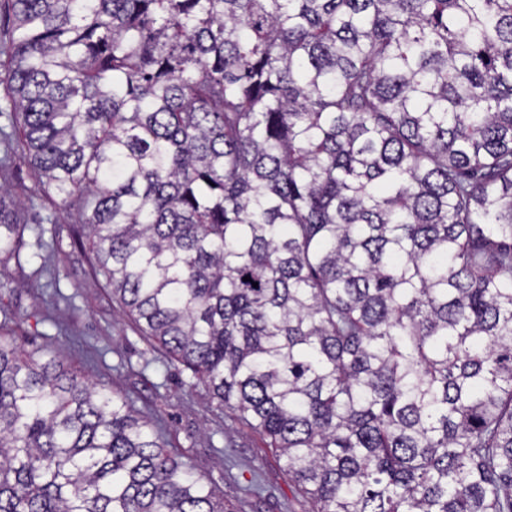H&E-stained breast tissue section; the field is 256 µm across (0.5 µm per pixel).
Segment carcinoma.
<instances>
[{"label":"carcinoma","instance_id":"1","mask_svg":"<svg viewBox=\"0 0 512 512\" xmlns=\"http://www.w3.org/2000/svg\"><path fill=\"white\" fill-rule=\"evenodd\" d=\"M0 13V168L27 161L311 512H512V0ZM21 219L0 185V288ZM0 512L229 508L126 395L1 323Z\"/></svg>","mask_w":512,"mask_h":512}]
</instances>
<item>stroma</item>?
<instances>
[{
  "label": "stroma",
  "mask_w": 512,
  "mask_h": 512,
  "mask_svg": "<svg viewBox=\"0 0 512 512\" xmlns=\"http://www.w3.org/2000/svg\"><path fill=\"white\" fill-rule=\"evenodd\" d=\"M1 182L29 189L23 263L9 265L11 285L0 289L19 344L62 351L85 379L125 394L135 409L158 419L169 447L223 492L231 512H309L266 440L218 407L204 387H189V370L140 335L104 278L94 274L89 251L75 243L66 214L34 191L27 163L0 170ZM252 480L260 494L247 492Z\"/></svg>",
  "instance_id": "1"
}]
</instances>
